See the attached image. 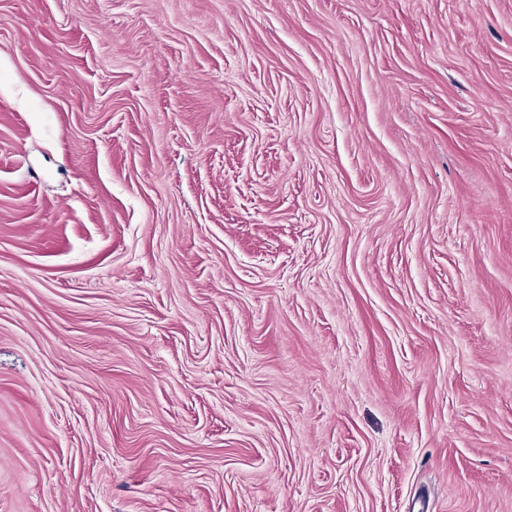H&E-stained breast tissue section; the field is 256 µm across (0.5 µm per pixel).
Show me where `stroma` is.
<instances>
[{
	"label": "stroma",
	"mask_w": 512,
	"mask_h": 512,
	"mask_svg": "<svg viewBox=\"0 0 512 512\" xmlns=\"http://www.w3.org/2000/svg\"><path fill=\"white\" fill-rule=\"evenodd\" d=\"M0 512H512V0H0Z\"/></svg>",
	"instance_id": "35a3bbf8"
}]
</instances>
